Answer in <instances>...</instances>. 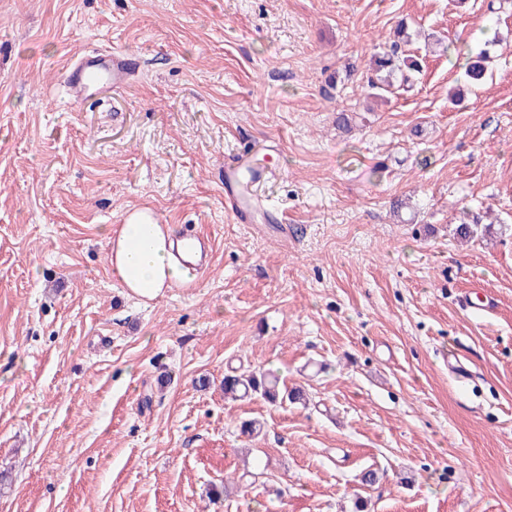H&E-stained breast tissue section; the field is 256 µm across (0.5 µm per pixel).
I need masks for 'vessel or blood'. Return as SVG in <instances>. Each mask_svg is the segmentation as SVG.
Wrapping results in <instances>:
<instances>
[{
    "label": "vessel or blood",
    "instance_id": "vessel-or-blood-1",
    "mask_svg": "<svg viewBox=\"0 0 512 512\" xmlns=\"http://www.w3.org/2000/svg\"><path fill=\"white\" fill-rule=\"evenodd\" d=\"M136 56L127 52L102 51L74 58L66 71L67 94L82 102L97 96L101 88L122 89L139 73ZM268 170L254 167L242 159L227 160L224 165V208L237 222L252 223L255 212L265 210L260 191L269 179Z\"/></svg>",
    "mask_w": 512,
    "mask_h": 512
}]
</instances>
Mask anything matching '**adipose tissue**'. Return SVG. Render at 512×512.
<instances>
[{
	"label": "adipose tissue",
	"mask_w": 512,
	"mask_h": 512,
	"mask_svg": "<svg viewBox=\"0 0 512 512\" xmlns=\"http://www.w3.org/2000/svg\"><path fill=\"white\" fill-rule=\"evenodd\" d=\"M108 245L112 272L123 288L141 299L162 297L186 275L174 252L172 232L152 211L128 214Z\"/></svg>",
	"instance_id": "adipose-tissue-1"
}]
</instances>
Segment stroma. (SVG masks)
<instances>
[{"label":"stroma","instance_id":"stroma-1","mask_svg":"<svg viewBox=\"0 0 512 512\" xmlns=\"http://www.w3.org/2000/svg\"><path fill=\"white\" fill-rule=\"evenodd\" d=\"M452 43L493 59L457 106ZM394 45L425 66L368 98ZM100 49L136 83L71 101ZM243 151L289 234L225 211ZM139 208L211 246L153 301L108 263ZM240 368L306 399L225 398ZM358 500L512 512V0H0V512Z\"/></svg>","mask_w":512,"mask_h":512}]
</instances>
